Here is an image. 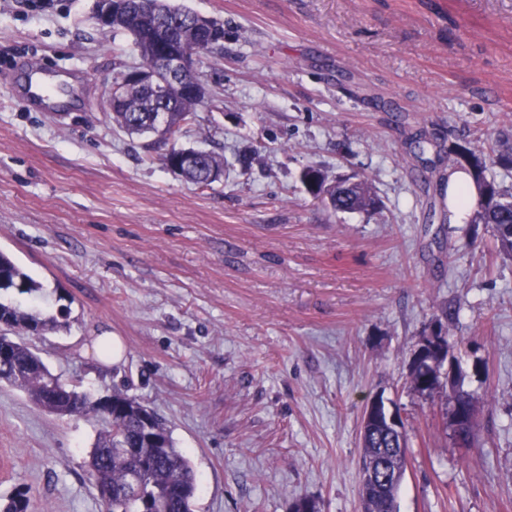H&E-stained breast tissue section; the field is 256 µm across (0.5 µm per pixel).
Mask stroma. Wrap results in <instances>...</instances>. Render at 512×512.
I'll return each instance as SVG.
<instances>
[{
	"label": "stroma",
	"instance_id": "obj_1",
	"mask_svg": "<svg viewBox=\"0 0 512 512\" xmlns=\"http://www.w3.org/2000/svg\"><path fill=\"white\" fill-rule=\"evenodd\" d=\"M224 23L200 54L208 97L179 144L224 156L201 190L103 103L138 62L94 0L42 13L0 0V251L43 283L28 335L92 398L121 387L162 416L200 480L194 512H361L362 416L408 422L400 512H512V258L490 227L452 224L456 146L512 147V0H173ZM79 76L60 112L24 104L16 64ZM368 177L380 202L337 212L305 167ZM445 307L450 358L480 399L478 441L443 426L448 390L409 385ZM120 337L124 361L93 356ZM102 424L60 417L0 383V496L31 512H101L87 466Z\"/></svg>",
	"mask_w": 512,
	"mask_h": 512
}]
</instances>
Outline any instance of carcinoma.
I'll return each mask as SVG.
<instances>
[{
	"label": "carcinoma",
	"instance_id": "cac0c4a2",
	"mask_svg": "<svg viewBox=\"0 0 512 512\" xmlns=\"http://www.w3.org/2000/svg\"><path fill=\"white\" fill-rule=\"evenodd\" d=\"M167 11L182 17L179 34L186 46L194 41L192 21L197 13L175 6L165 0ZM153 17L143 14L129 23L113 19L112 30L126 33L131 38L140 63L138 68L150 69L155 55L143 42L150 32ZM127 102L111 113L112 122L131 134L156 132L154 114L166 112L171 136L179 139L196 121L204 101L195 99L179 89H172L166 102L153 101L144 89L134 85L124 88ZM458 168L472 173L480 195L477 208L470 216L472 224H487L492 228L500 253L512 257V192L501 189L483 174V154L466 146L455 149ZM224 174V156L213 151H198L193 165L182 168V178L200 189H210L215 177ZM307 191L316 199L340 212H361L379 206L371 184L365 178L351 181L331 180L319 168L310 166L300 176ZM16 289L22 294H33L43 285L33 280L11 256L0 251V290ZM62 322L54 316L42 317L27 313L20 306L0 302V342L8 344L12 359L8 369L0 368V382H6L26 394L46 411L59 416H94L103 424L92 448L89 467L96 490L112 488V499H101L104 512H193L197 490L196 472L189 459L175 446L169 429L149 407L118 388L112 390V412L101 408L102 399H92L60 381L46 368L41 358L26 344L10 337L21 331L25 334H43L59 329ZM153 417V429L163 438L159 445L143 431L141 414ZM363 454L361 470L378 464L383 458L391 460L400 475H405L409 452L408 433L390 436L382 431L362 434ZM141 483V494L134 498L126 488L133 479ZM27 492L16 491L0 512H29Z\"/></svg>",
	"mask_w": 512,
	"mask_h": 512
}]
</instances>
